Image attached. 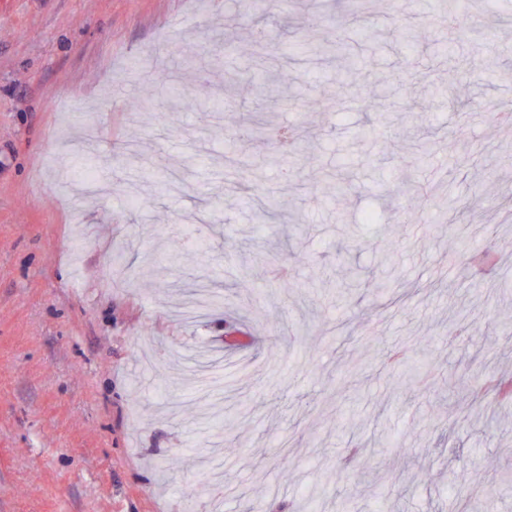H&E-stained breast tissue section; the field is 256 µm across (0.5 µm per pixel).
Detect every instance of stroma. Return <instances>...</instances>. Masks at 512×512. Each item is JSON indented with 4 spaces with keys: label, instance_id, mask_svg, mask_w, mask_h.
<instances>
[{
    "label": "stroma",
    "instance_id": "1",
    "mask_svg": "<svg viewBox=\"0 0 512 512\" xmlns=\"http://www.w3.org/2000/svg\"><path fill=\"white\" fill-rule=\"evenodd\" d=\"M385 4L0 0V512H211L214 455L223 512L311 492L313 512H467L457 486L490 479L512 512V403L469 395L512 374V127L488 115L512 97V0L446 50L416 0ZM363 25L356 74L280 55ZM258 34L295 159L244 136L255 104L227 84ZM202 275L220 297L182 321ZM406 342L435 366L409 393L383 363Z\"/></svg>",
    "mask_w": 512,
    "mask_h": 512
}]
</instances>
